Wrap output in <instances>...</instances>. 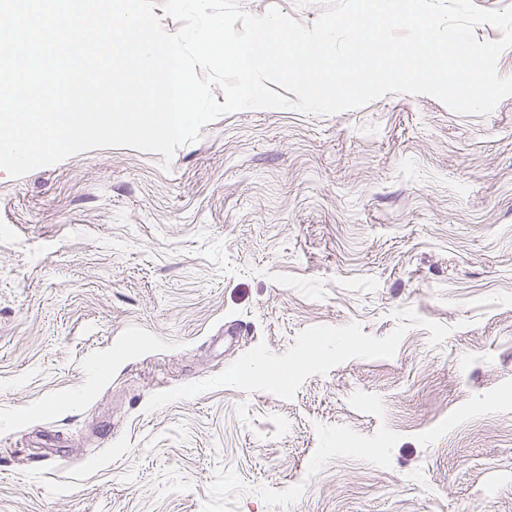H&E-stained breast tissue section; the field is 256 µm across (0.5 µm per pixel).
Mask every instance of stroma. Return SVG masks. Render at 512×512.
<instances>
[{"label":"stroma","mask_w":512,"mask_h":512,"mask_svg":"<svg viewBox=\"0 0 512 512\" xmlns=\"http://www.w3.org/2000/svg\"><path fill=\"white\" fill-rule=\"evenodd\" d=\"M0 512H512V95L0 170Z\"/></svg>","instance_id":"1"}]
</instances>
